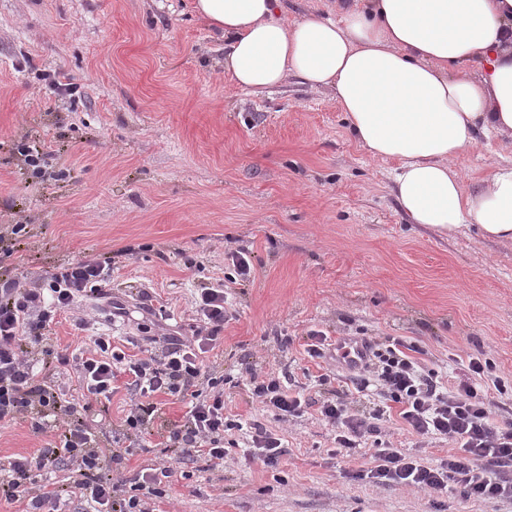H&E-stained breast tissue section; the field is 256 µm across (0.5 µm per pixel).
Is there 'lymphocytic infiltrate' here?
Returning <instances> with one entry per match:
<instances>
[{
	"mask_svg": "<svg viewBox=\"0 0 512 512\" xmlns=\"http://www.w3.org/2000/svg\"><path fill=\"white\" fill-rule=\"evenodd\" d=\"M111 275V257L99 255L0 283V427L25 418L35 431L54 432L36 457L0 466V497L25 501L26 512H58L65 493L44 481L58 469L69 472L88 512H150V501L165 496L176 465L194 455L213 467L224 462V433L232 424L224 418V383L205 363L221 341L229 312L223 285L198 289L192 335L173 338L162 354L127 361L112 351L109 338L97 337L76 364L80 401L70 400L56 370L37 360L46 341L43 331L56 313L79 297L102 293ZM359 344L361 358L345 365L356 392H376L378 400L366 416L354 413L343 398L322 401L323 420L338 429L335 455L370 449V475L380 484H411L435 495L453 483L468 498L512 500V422H497L491 399L492 393H506L507 386L492 363L470 358L467 374L446 387L408 355L403 338L391 336L381 345L363 338ZM120 372L128 376L127 435L141 439L156 431L175 450L171 464L147 469L131 482L101 475L104 459L114 455L100 441L107 425L91 427L82 417L111 397ZM250 385L252 397L278 419L303 414V395L278 378L255 374ZM160 394L187 401L183 424L159 423ZM395 408L415 433L452 439L457 452L436 466L403 453L377 427Z\"/></svg>",
	"mask_w": 512,
	"mask_h": 512,
	"instance_id": "obj_1",
	"label": "lymphocytic infiltrate"
}]
</instances>
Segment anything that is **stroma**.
Listing matches in <instances>:
<instances>
[{
	"mask_svg": "<svg viewBox=\"0 0 512 512\" xmlns=\"http://www.w3.org/2000/svg\"><path fill=\"white\" fill-rule=\"evenodd\" d=\"M59 82L76 93L59 95ZM24 147L45 152L42 174ZM511 162V138L481 136L457 168L473 190ZM392 167L352 138L329 92L293 76L262 95L240 89L224 72L223 37L191 0H0V226L26 227L0 248V281L113 253L96 323L81 330L63 312L45 328L53 358L101 333L129 357L145 336L162 353L191 335L196 290L224 281L231 316L209 355L212 376L226 379L224 416L261 424L290 449L271 469L245 460L240 431L225 432L223 467L187 464L190 478L174 475L153 512H512L508 500L372 483L370 453L333 455L320 419L321 401L353 386L342 362L308 355L316 336L404 337L445 380L471 356L512 376V244L408 223ZM231 249L248 253L249 276H235ZM254 371L303 390L305 412L285 422L252 399ZM126 380L89 417L111 420L112 468L131 480L167 450L124 436ZM380 427L432 465L458 448L418 436L395 412ZM51 438L11 422L0 465Z\"/></svg>",
	"mask_w": 512,
	"mask_h": 512,
	"instance_id": "35a3bbf8",
	"label": "stroma"
}]
</instances>
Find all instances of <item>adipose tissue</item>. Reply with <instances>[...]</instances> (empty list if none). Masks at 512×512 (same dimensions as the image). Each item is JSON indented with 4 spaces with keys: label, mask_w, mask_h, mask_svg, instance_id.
I'll use <instances>...</instances> for the list:
<instances>
[{
    "label": "adipose tissue",
    "mask_w": 512,
    "mask_h": 512,
    "mask_svg": "<svg viewBox=\"0 0 512 512\" xmlns=\"http://www.w3.org/2000/svg\"><path fill=\"white\" fill-rule=\"evenodd\" d=\"M223 32L224 70L261 94L300 77L331 90L353 138L397 160L404 216L450 237L512 243V164L469 190L455 168L474 130L512 137V0H335L300 20L280 0H193Z\"/></svg>",
    "instance_id": "ef3b65f1"
}]
</instances>
